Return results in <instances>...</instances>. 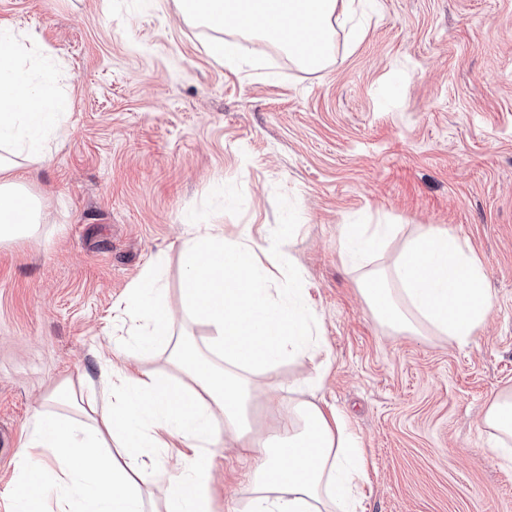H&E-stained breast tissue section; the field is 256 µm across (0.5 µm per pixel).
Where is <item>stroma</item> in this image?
<instances>
[{
  "instance_id": "1",
  "label": "stroma",
  "mask_w": 512,
  "mask_h": 512,
  "mask_svg": "<svg viewBox=\"0 0 512 512\" xmlns=\"http://www.w3.org/2000/svg\"><path fill=\"white\" fill-rule=\"evenodd\" d=\"M0 22L62 63L65 134L20 173L42 220L0 242V437L21 447L55 387L99 375L131 340L130 286L155 267L176 330L180 247L199 227L268 239L321 321L328 371L309 398L347 414L369 460L365 512H512V467L482 413L512 390V0H372L301 70L256 41L215 62L214 30L173 0H0ZM348 224H433L482 262L496 303L468 342L382 329L339 256ZM245 463L217 450L214 512H244Z\"/></svg>"
}]
</instances>
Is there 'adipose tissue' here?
I'll use <instances>...</instances> for the list:
<instances>
[{
	"label": "adipose tissue",
	"mask_w": 512,
	"mask_h": 512,
	"mask_svg": "<svg viewBox=\"0 0 512 512\" xmlns=\"http://www.w3.org/2000/svg\"><path fill=\"white\" fill-rule=\"evenodd\" d=\"M183 18L217 30L206 45L217 62L241 57L259 39L299 67L327 64L338 28L360 0H177ZM232 28L237 39L219 32ZM61 71L15 27L0 24V241L34 231L41 203L17 179L20 161L44 158L42 139L66 119ZM399 224H349L340 243L345 264L362 273V296L377 322L410 336L427 332L467 342L494 305L484 268L446 229L410 235L394 262L375 267ZM263 246L232 239L208 225L182 244V303L210 334L203 346L183 347L165 290L154 270L132 285L127 315L138 324L134 343L103 359L98 381L63 385L35 409L16 460L14 512H212V458L231 439L252 465L246 512H360L365 462L346 415L299 398L321 386L324 366L304 380L276 378L288 359L321 351L320 323L297 281L272 282L259 260ZM162 354V373L144 367ZM292 392L275 427L261 428L258 399L274 404ZM489 450L512 461V392L487 409ZM180 446L176 465L164 449Z\"/></svg>",
	"instance_id": "obj_1"
}]
</instances>
